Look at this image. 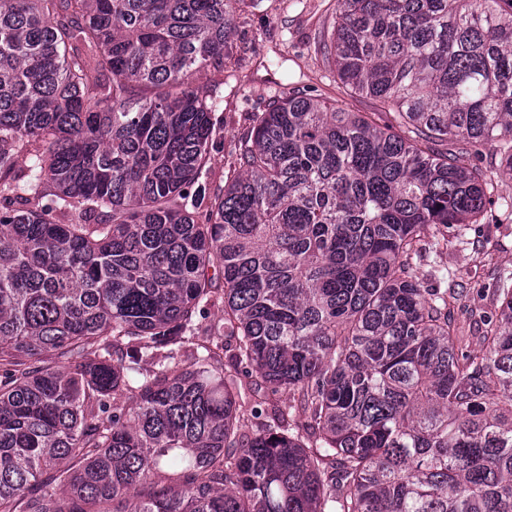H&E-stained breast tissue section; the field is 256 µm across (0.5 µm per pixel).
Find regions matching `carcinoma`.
I'll use <instances>...</instances> for the list:
<instances>
[{
    "label": "carcinoma",
    "mask_w": 512,
    "mask_h": 512,
    "mask_svg": "<svg viewBox=\"0 0 512 512\" xmlns=\"http://www.w3.org/2000/svg\"><path fill=\"white\" fill-rule=\"evenodd\" d=\"M243 4L0 0V512H512V270L478 353L419 275L494 204L429 144L512 175V0H336L377 111L293 92L212 189Z\"/></svg>",
    "instance_id": "obj_1"
}]
</instances>
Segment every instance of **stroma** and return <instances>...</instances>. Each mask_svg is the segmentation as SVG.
I'll return each mask as SVG.
<instances>
[{
    "mask_svg": "<svg viewBox=\"0 0 512 512\" xmlns=\"http://www.w3.org/2000/svg\"><path fill=\"white\" fill-rule=\"evenodd\" d=\"M333 4L334 0H255L254 7L238 17L233 44L235 67L245 74V81L236 82L209 67L196 75V85L212 88L219 105L217 147L205 175L210 185L223 183L229 155L253 117L289 92L318 94L355 112L374 111L372 100L348 98L330 69L315 59L314 32ZM443 260L455 290L451 311L470 348L480 349L481 331L469 312L491 308L497 270L512 268V213L495 205L483 223L450 229Z\"/></svg>",
    "mask_w": 512,
    "mask_h": 512,
    "instance_id": "obj_1",
    "label": "stroma"
}]
</instances>
